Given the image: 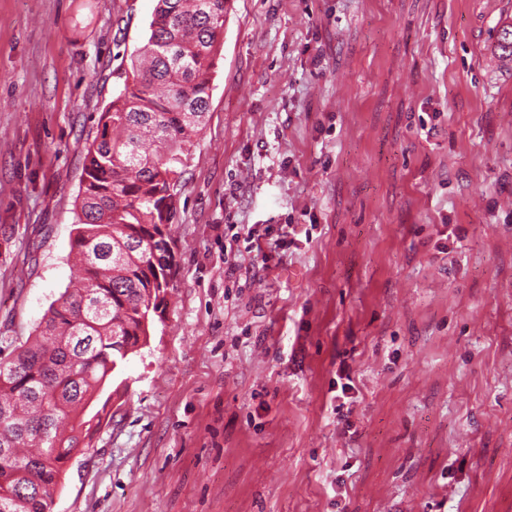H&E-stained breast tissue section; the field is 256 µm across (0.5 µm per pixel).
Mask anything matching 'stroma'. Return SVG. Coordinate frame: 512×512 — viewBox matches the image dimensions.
Here are the masks:
<instances>
[{"instance_id":"obj_1","label":"stroma","mask_w":512,"mask_h":512,"mask_svg":"<svg viewBox=\"0 0 512 512\" xmlns=\"http://www.w3.org/2000/svg\"><path fill=\"white\" fill-rule=\"evenodd\" d=\"M155 4L0 0L2 358L75 275L85 148ZM511 22L229 0L164 315L49 512H512Z\"/></svg>"}]
</instances>
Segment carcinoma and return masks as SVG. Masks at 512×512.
<instances>
[{
  "mask_svg": "<svg viewBox=\"0 0 512 512\" xmlns=\"http://www.w3.org/2000/svg\"><path fill=\"white\" fill-rule=\"evenodd\" d=\"M228 0H156L131 78L87 147L71 253L78 273L31 341L0 359V512H48L62 465L101 422L81 410L149 336L174 255L182 158L203 131ZM497 49L512 60V24Z\"/></svg>",
  "mask_w": 512,
  "mask_h": 512,
  "instance_id": "carcinoma-1",
  "label": "carcinoma"
}]
</instances>
